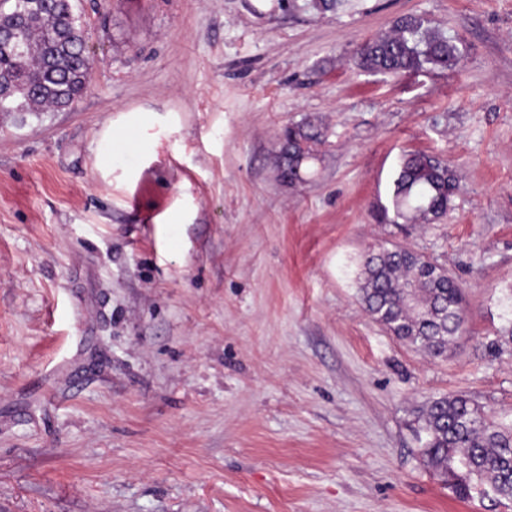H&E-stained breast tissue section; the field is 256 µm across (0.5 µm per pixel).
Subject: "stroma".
<instances>
[{
	"mask_svg": "<svg viewBox=\"0 0 512 512\" xmlns=\"http://www.w3.org/2000/svg\"><path fill=\"white\" fill-rule=\"evenodd\" d=\"M73 4L89 89L0 115V512H512L457 499L417 433L440 396L512 421V0ZM407 16L457 68L358 67ZM132 111L149 131L111 182L97 140ZM299 124L322 141L289 182L273 155ZM412 152L458 189L432 223L391 224ZM382 245L461 283L446 356L365 311Z\"/></svg>",
	"mask_w": 512,
	"mask_h": 512,
	"instance_id": "35a3bbf8",
	"label": "stroma"
}]
</instances>
